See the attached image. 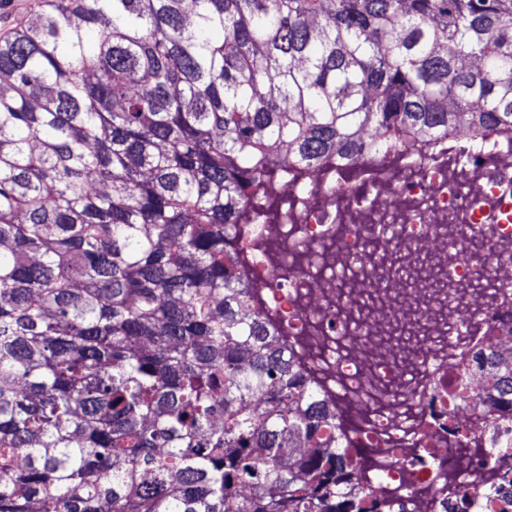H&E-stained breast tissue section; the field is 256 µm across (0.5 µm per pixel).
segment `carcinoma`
Listing matches in <instances>:
<instances>
[{"label":"carcinoma","instance_id":"obj_1","mask_svg":"<svg viewBox=\"0 0 512 512\" xmlns=\"http://www.w3.org/2000/svg\"><path fill=\"white\" fill-rule=\"evenodd\" d=\"M46 6L0 42V512H369L224 226L371 133L512 131V0Z\"/></svg>","mask_w":512,"mask_h":512}]
</instances>
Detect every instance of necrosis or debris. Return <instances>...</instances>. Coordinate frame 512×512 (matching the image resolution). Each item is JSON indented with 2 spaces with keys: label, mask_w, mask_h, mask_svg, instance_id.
Wrapping results in <instances>:
<instances>
[{
  "label": "necrosis or debris",
  "mask_w": 512,
  "mask_h": 512,
  "mask_svg": "<svg viewBox=\"0 0 512 512\" xmlns=\"http://www.w3.org/2000/svg\"><path fill=\"white\" fill-rule=\"evenodd\" d=\"M244 306L278 329L276 345L312 371L323 400L368 452L356 476L378 512H512V411L477 419L494 372L479 350L512 353V133H458L288 167L278 217L232 224ZM431 263L443 287L407 272ZM477 435L495 453L463 464Z\"/></svg>",
  "instance_id": "4bbe7bcc"
}]
</instances>
